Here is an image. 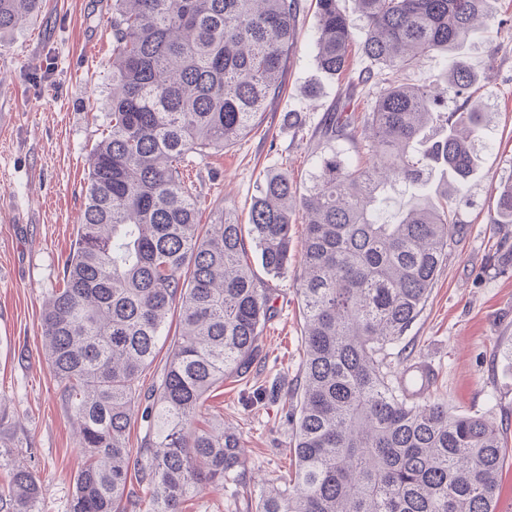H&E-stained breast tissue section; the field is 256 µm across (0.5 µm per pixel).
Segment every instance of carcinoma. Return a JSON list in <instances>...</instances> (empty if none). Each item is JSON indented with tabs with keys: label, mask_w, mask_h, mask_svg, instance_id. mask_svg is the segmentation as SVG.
Instances as JSON below:
<instances>
[{
	"label": "carcinoma",
	"mask_w": 512,
	"mask_h": 512,
	"mask_svg": "<svg viewBox=\"0 0 512 512\" xmlns=\"http://www.w3.org/2000/svg\"><path fill=\"white\" fill-rule=\"evenodd\" d=\"M316 0L315 59L344 73L359 40L373 67L357 83L380 86L355 126L339 110L307 192L271 174L248 223L216 209L199 230V193L186 168L224 150L283 92L301 0H113L109 121L89 154L86 202L64 261V287L42 315L47 363L77 428L81 463L69 512H129L132 467L145 512H181L209 484L239 481V433L201 421L208 395L257 361L269 289L247 262L281 274L290 227L303 212L304 321L299 400L290 440L295 470L259 494L256 512H495L508 438L482 416L393 382L388 351L419 315L462 224V197L411 205L381 217L388 190L430 184L433 166L454 182L478 164L489 113L471 105L479 80L459 48L495 25L494 0ZM40 0H0V32L35 18ZM454 56L427 84L407 81L420 56ZM456 107L448 110V99ZM358 145L356 161L336 141ZM497 224H512V184L497 197ZM179 337L160 383L140 384L171 309ZM146 427L133 448L134 419ZM146 454L144 463L139 455ZM11 480L0 512H38L40 478L0 444Z\"/></svg>",
	"instance_id": "1"
}]
</instances>
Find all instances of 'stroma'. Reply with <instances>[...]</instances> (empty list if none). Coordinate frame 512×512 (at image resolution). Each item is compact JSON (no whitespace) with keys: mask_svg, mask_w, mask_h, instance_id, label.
I'll return each instance as SVG.
<instances>
[{"mask_svg":"<svg viewBox=\"0 0 512 512\" xmlns=\"http://www.w3.org/2000/svg\"><path fill=\"white\" fill-rule=\"evenodd\" d=\"M281 97L262 121L223 151L197 159L188 174L201 197L198 219L233 210L240 222L274 170L297 187L310 185L325 149L328 112H371L377 91L357 83L369 62L351 47L349 69L323 74L314 58V0H303ZM501 21L467 52L481 80L474 99L490 112L481 165L462 187L468 204L459 241L427 301L390 357L394 377L406 362L432 374L427 396L449 410L486 415L512 440V224L495 223L496 191L512 182V0H497ZM112 0H41L37 19L0 35V442L45 485L41 512H69L79 466L75 426L50 373L42 345L46 299L63 285V261L84 204L88 158L108 120L112 62ZM302 117L289 127L285 113ZM291 260L265 277L272 317L260 338L261 357L246 379L229 378L211 392L206 416L223 417L246 448L244 491L209 487L184 512H255L264 488L294 467L286 412L301 379L304 335L296 290L305 226H291Z\"/></svg>","mask_w":512,"mask_h":512,"instance_id":"35a3bbf8","label":"stroma"}]
</instances>
